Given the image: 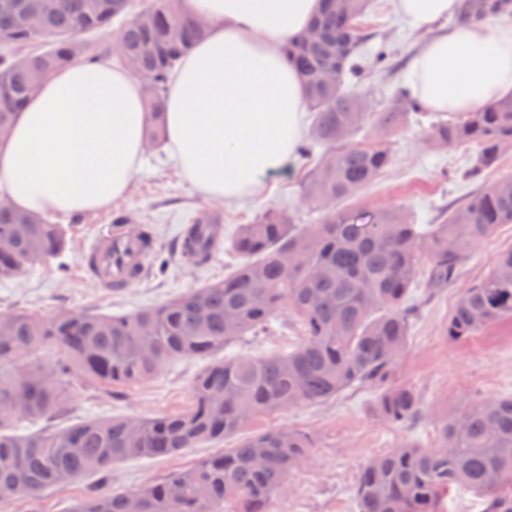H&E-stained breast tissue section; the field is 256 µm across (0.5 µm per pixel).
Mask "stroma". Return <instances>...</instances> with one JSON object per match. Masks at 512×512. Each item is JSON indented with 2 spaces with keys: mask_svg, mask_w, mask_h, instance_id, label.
Returning <instances> with one entry per match:
<instances>
[{
  "mask_svg": "<svg viewBox=\"0 0 512 512\" xmlns=\"http://www.w3.org/2000/svg\"><path fill=\"white\" fill-rule=\"evenodd\" d=\"M361 28L370 40L363 51L365 71L350 87L372 106L388 104L397 88L407 85L411 61L423 35L399 18L393 0H372ZM390 48L389 68L379 71L373 56L380 42ZM393 163L387 172L355 197L346 200L350 210L374 211L398 207L417 224H439L480 188L512 173V147L497 168L482 178L466 176L477 148L472 144L437 149L430 145L426 125L408 123L391 134ZM304 164L291 160L263 177L256 195L235 202L208 200L193 189L165 150L147 153L126 199L95 213L62 218L67 249L59 257L34 265L16 279L0 282V312L21 311L48 316L62 309L101 313H132L176 298L190 289L223 280L241 259L231 242L239 225L252 222L267 207L285 210L299 224L312 223L315 214L301 196ZM129 215L133 224H147L157 238L154 256L144 278L119 295L105 294L78 269L83 248L97 235L112 230L115 212ZM220 218L223 247L201 266L182 264L176 246L182 225L199 214ZM512 248V224L499 225L478 245L447 288L427 294L413 286L410 301L419 308L411 327L406 352L396 362L389 386H406L419 397L423 416L412 424L393 425L377 410L379 389L373 385L346 390L324 403H303L249 420L243 435L287 427L307 435L311 458L289 477L288 491L275 499L271 512H357L355 483L364 463L403 443L427 448L437 440L441 419L459 412L465 404L512 396V318L495 321L475 336L449 340L446 329L462 292L488 271L495 255ZM299 340L297 326L287 313H279L270 327L226 348V355L288 351ZM207 365L199 358H178L157 376L133 387L108 388L76 377L65 411L53 420L64 427L89 419L154 417L185 410L191 403L190 385ZM203 444L158 459H129L113 465L108 478L89 475L67 490L46 491L32 502L0 506V512H62L66 503L89 493L109 495L128 491L160 479L172 471L200 463L233 447Z\"/></svg>",
  "mask_w": 512,
  "mask_h": 512,
  "instance_id": "1",
  "label": "stroma"
}]
</instances>
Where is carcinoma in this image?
Masks as SVG:
<instances>
[{"mask_svg":"<svg viewBox=\"0 0 512 512\" xmlns=\"http://www.w3.org/2000/svg\"><path fill=\"white\" fill-rule=\"evenodd\" d=\"M182 2L152 0L147 17L135 20L128 18L132 0H56L32 28L24 20L25 0H0V42L44 41L37 55L0 56V129L9 131L15 114L57 69L98 61L80 36L115 24V60L141 80L150 112L147 147L161 145V101L172 73L206 33ZM367 8V0H353L347 11L323 0L310 25L320 37L309 42L304 33L285 44L312 113L296 153L309 163L301 189L319 214L316 223L300 226L285 211L264 209L237 229L233 246L243 262L232 274L157 307L0 316V505L48 488L65 490L127 459L222 443L256 415L326 402L356 385L381 387L379 414L391 424L421 414L412 389L384 387L408 346L416 314L410 288L418 279L431 291L447 287L471 249L499 225L512 224V175L472 195L440 224H413L398 208L336 209L392 159L385 140L357 144L353 136L369 124L389 135L425 111L404 89L376 112L346 89L366 39L359 18ZM486 16L512 17V0H462L458 20ZM429 140L438 147L477 145L471 175H480L512 144V95L447 120L436 117ZM2 239L11 246L0 251V280L66 245L62 225L11 206L0 209ZM282 310L299 323L300 343L288 353L212 362L192 381L183 412L15 432L21 419L54 417L78 372L108 387L145 383L173 359L207 358L258 333ZM504 317H512V248L496 255L487 275L461 295L448 337L466 340ZM310 448L297 431L271 429L160 481L85 497L69 512H270ZM453 486L482 495L483 512H512V397L470 403L444 418L431 448L408 443L370 458L356 479L357 512H438Z\"/></svg>","mask_w":512,"mask_h":512,"instance_id":"1","label":"carcinoma"}]
</instances>
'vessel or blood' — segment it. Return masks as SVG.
Wrapping results in <instances>:
<instances>
[{"instance_id": "vessel-or-blood-1", "label": "vessel or blood", "mask_w": 512, "mask_h": 512, "mask_svg": "<svg viewBox=\"0 0 512 512\" xmlns=\"http://www.w3.org/2000/svg\"><path fill=\"white\" fill-rule=\"evenodd\" d=\"M183 232L200 239L209 254H216L224 242V227L220 224H188ZM156 248V239L149 230L132 229L124 224L114 225L106 236H96L84 248L79 270L98 288L118 294L131 281L140 279Z\"/></svg>"}]
</instances>
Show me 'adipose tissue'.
I'll use <instances>...</instances> for the list:
<instances>
[{"instance_id":"ef3b65f1","label":"adipose tissue","mask_w":512,"mask_h":512,"mask_svg":"<svg viewBox=\"0 0 512 512\" xmlns=\"http://www.w3.org/2000/svg\"><path fill=\"white\" fill-rule=\"evenodd\" d=\"M322 0H185L205 19L204 39L180 62L163 101L167 149L207 199L255 194L282 169L304 132L302 83L284 58ZM459 0H395L397 15L429 37L408 86L434 112H472L512 93V24L496 17L435 31ZM147 114L139 81L101 60L49 77L0 143V188L13 205L60 216L124 199L145 153Z\"/></svg>"}]
</instances>
